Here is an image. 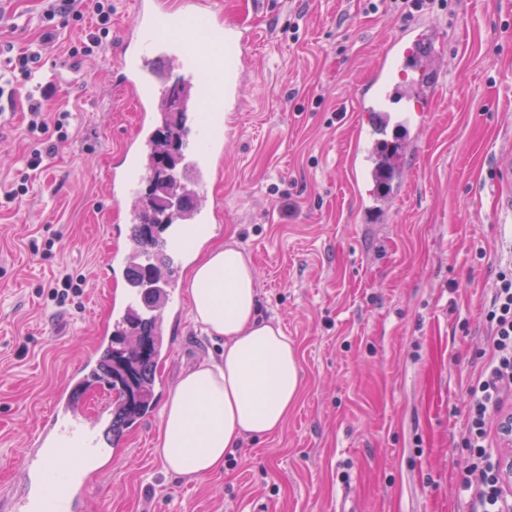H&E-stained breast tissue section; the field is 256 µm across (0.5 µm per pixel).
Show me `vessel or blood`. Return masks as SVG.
I'll use <instances>...</instances> for the list:
<instances>
[{"label":"vessel or blood","instance_id":"obj_1","mask_svg":"<svg viewBox=\"0 0 512 512\" xmlns=\"http://www.w3.org/2000/svg\"><path fill=\"white\" fill-rule=\"evenodd\" d=\"M443 39L442 29L412 22L401 26L386 43L381 61L356 100L359 145L353 161L359 170L375 169L377 152L387 141L389 120L404 127L407 145L416 147L442 88L438 61L424 55L422 48ZM253 42L252 28L225 18L218 0H179L174 6L168 0H133L132 23L121 38L112 73L132 101L136 119L106 181L108 197L123 222L137 221L133 201L157 121L158 91L172 66L189 85L191 108L197 113L188 124L185 157L177 174L189 194L177 213L175 230L182 234L189 226L212 223L209 187L224 175V152L244 104L241 90ZM404 190L397 178L388 180L386 195L367 190L365 211H376L382 200L400 199ZM136 261L134 249L117 240L109 244L105 274L124 276L126 282L119 295L109 298L99 336L122 322L129 308L145 304L139 284L127 279ZM96 367L93 360H84L70 373L72 385L89 380ZM71 387L57 391L49 414L39 424L22 461L24 491L13 501L12 512H52L55 504L73 506L86 494L85 485L69 470L50 465L60 455L87 460L105 451L99 422L78 410Z\"/></svg>","mask_w":512,"mask_h":512}]
</instances>
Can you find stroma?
Instances as JSON below:
<instances>
[{
    "instance_id": "obj_1",
    "label": "stroma",
    "mask_w": 512,
    "mask_h": 512,
    "mask_svg": "<svg viewBox=\"0 0 512 512\" xmlns=\"http://www.w3.org/2000/svg\"><path fill=\"white\" fill-rule=\"evenodd\" d=\"M222 2L258 37L208 231L250 255L261 317L298 348L301 396L279 431L246 439L234 465L204 480L167 473L154 453L161 417L141 419L92 465L84 512H473L461 488L467 388L488 361L486 310L512 242L495 179L512 145V0L416 13L446 33L434 47L443 90L402 161L407 196L373 218L351 179L355 102L400 17L384 5L366 12L365 0ZM4 7L14 21L0 23V45L22 50L40 33L43 2ZM112 8L107 47L79 70L67 50L84 31L59 28L45 118L70 111L73 136L31 174L26 200L0 209V503L20 494L15 465L105 312L115 225L106 178L135 120L112 82L129 0ZM26 108L17 97L0 128V192L33 144ZM33 239L53 240L50 258L32 253ZM63 267L82 293L56 305L39 290ZM166 336L160 404L185 370L224 350L185 310L171 314Z\"/></svg>"
}]
</instances>
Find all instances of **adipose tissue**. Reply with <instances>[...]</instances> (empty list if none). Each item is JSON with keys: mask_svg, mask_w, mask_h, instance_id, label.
<instances>
[{"mask_svg": "<svg viewBox=\"0 0 512 512\" xmlns=\"http://www.w3.org/2000/svg\"><path fill=\"white\" fill-rule=\"evenodd\" d=\"M188 271L189 311L222 338L221 359L183 373L161 410L156 454L177 476L204 479L247 437L283 426L302 391L300 358L279 323L261 318L257 276L232 243H196Z\"/></svg>", "mask_w": 512, "mask_h": 512, "instance_id": "obj_1", "label": "adipose tissue"}]
</instances>
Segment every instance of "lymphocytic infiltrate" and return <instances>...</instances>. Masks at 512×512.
I'll return each mask as SVG.
<instances>
[{"label": "lymphocytic infiltrate", "instance_id": "obj_1", "mask_svg": "<svg viewBox=\"0 0 512 512\" xmlns=\"http://www.w3.org/2000/svg\"><path fill=\"white\" fill-rule=\"evenodd\" d=\"M87 14L83 0H47L42 13V30L28 51L14 53L12 45L0 47V123L9 122L18 92H25L29 133L41 135L43 142L33 149L25 170L13 182L10 190L0 194V205L10 206L29 191L32 171L38 170L45 159L52 157L60 142L70 137L71 114L57 112L53 122H46L44 110L52 96L51 83L42 79L45 60L53 47L59 26L82 25ZM95 22L84 39L69 49L71 57L86 60L96 57L106 43L112 19V0H93ZM491 327L490 372L468 390L469 416L466 446L470 450L464 468L463 485L475 490L480 512H512V499L503 495L487 449L489 413L497 408L504 395L512 391V261L497 274L494 294L486 312Z\"/></svg>", "mask_w": 512, "mask_h": 512}]
</instances>
